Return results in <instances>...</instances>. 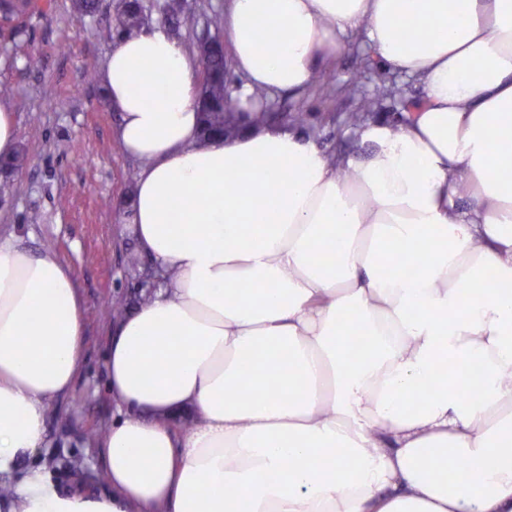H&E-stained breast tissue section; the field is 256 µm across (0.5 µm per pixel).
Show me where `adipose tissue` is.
Instances as JSON below:
<instances>
[{"label":"adipose tissue","instance_id":"1","mask_svg":"<svg viewBox=\"0 0 512 512\" xmlns=\"http://www.w3.org/2000/svg\"><path fill=\"white\" fill-rule=\"evenodd\" d=\"M225 20L239 102L305 90L356 30L423 99L358 128L363 160L247 120L205 139L184 45L115 37L100 79L162 284L109 347L110 489L66 492L34 457L82 301L54 252L0 236L10 512H512V0H229ZM249 382L276 398L229 396Z\"/></svg>","mask_w":512,"mask_h":512}]
</instances>
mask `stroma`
I'll return each instance as SVG.
<instances>
[{
	"label": "stroma",
	"instance_id": "obj_1",
	"mask_svg": "<svg viewBox=\"0 0 512 512\" xmlns=\"http://www.w3.org/2000/svg\"><path fill=\"white\" fill-rule=\"evenodd\" d=\"M142 0L151 25L197 53V34L224 33L225 0ZM119 0H101L95 16H80L73 0H39V10L0 23V101L13 112L20 169H0V233L14 234L20 247L36 254L50 247L75 276L83 299L85 347L72 391L47 412L45 458L62 488L72 480L67 464L87 475L86 485L105 490L102 455L95 437L116 413L107 390L106 357L112 342V304L132 303L142 286L127 264L135 252L130 223L128 177L140 167L116 137L120 114L107 104L100 72L112 48L109 18ZM194 18V26L184 18ZM38 69L27 67L30 55ZM420 98L414 79L380 66L359 36L300 95L264 96L260 106L281 128L301 127L330 153L366 157L353 134L360 122L398 118ZM371 109H364L365 101Z\"/></svg>",
	"mask_w": 512,
	"mask_h": 512
}]
</instances>
